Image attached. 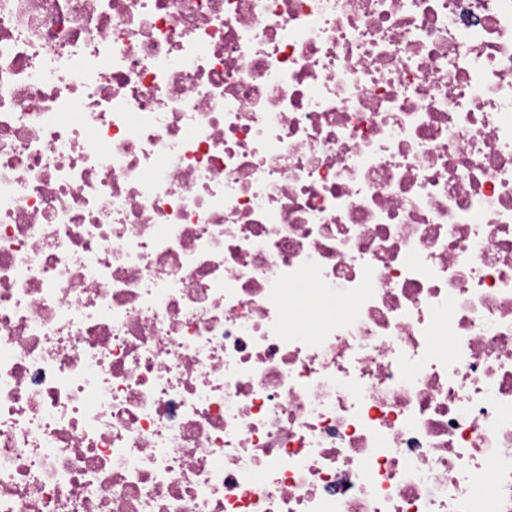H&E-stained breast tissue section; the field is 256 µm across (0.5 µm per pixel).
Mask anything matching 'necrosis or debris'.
Here are the masks:
<instances>
[{
  "mask_svg": "<svg viewBox=\"0 0 512 512\" xmlns=\"http://www.w3.org/2000/svg\"><path fill=\"white\" fill-rule=\"evenodd\" d=\"M0 512H512V0H0Z\"/></svg>",
  "mask_w": 512,
  "mask_h": 512,
  "instance_id": "obj_1",
  "label": "necrosis or debris"
}]
</instances>
